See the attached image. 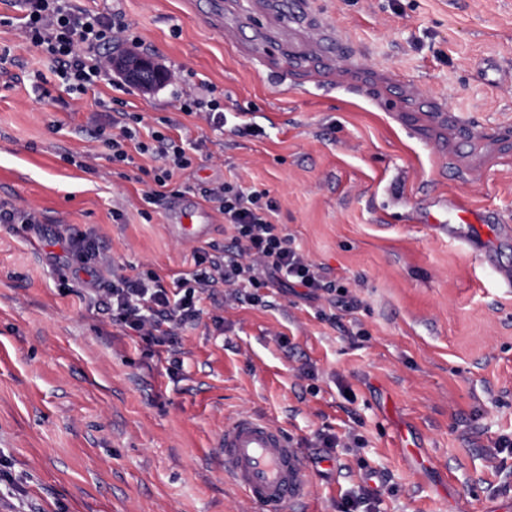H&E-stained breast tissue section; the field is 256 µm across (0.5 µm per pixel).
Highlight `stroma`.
Returning a JSON list of instances; mask_svg holds the SVG:
<instances>
[{"label": "stroma", "instance_id": "obj_1", "mask_svg": "<svg viewBox=\"0 0 512 512\" xmlns=\"http://www.w3.org/2000/svg\"><path fill=\"white\" fill-rule=\"evenodd\" d=\"M79 0L117 13L135 51L184 81L146 90L113 73L74 106L42 96L48 64L0 26L15 60L0 72V201L40 213V231L0 224V453L33 512H261L224 476L218 441L243 412L263 416L302 449L314 478L308 512H340L347 491L374 485L371 512H490L512 497V288L467 247L471 225L444 201L466 197L496 224L485 247L512 269V0H305L314 23L353 49L326 52L308 29L282 31L281 0ZM287 34L297 58L255 60ZM212 87L259 136L180 114L175 99ZM147 127L181 121L207 156L171 187L201 199L226 180L267 192L273 218L329 280L358 300L277 288L259 301L204 295L182 332L183 365L124 336L89 308L68 269L60 225L96 236L116 263L150 265L165 282L191 277L194 252L223 255L222 214L202 241L171 232L166 201L121 177L91 136L107 110ZM488 129L455 142L448 113ZM95 155L93 170L83 169ZM122 220H113V213ZM355 433L359 448L326 450L315 435Z\"/></svg>", "mask_w": 512, "mask_h": 512}]
</instances>
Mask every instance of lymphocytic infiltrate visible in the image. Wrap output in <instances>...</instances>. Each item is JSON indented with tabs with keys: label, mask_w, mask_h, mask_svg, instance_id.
<instances>
[{
	"label": "lymphocytic infiltrate",
	"mask_w": 512,
	"mask_h": 512,
	"mask_svg": "<svg viewBox=\"0 0 512 512\" xmlns=\"http://www.w3.org/2000/svg\"><path fill=\"white\" fill-rule=\"evenodd\" d=\"M24 13L19 35L39 47L51 63L60 87L70 95L84 94L97 82L110 79L112 59L105 46L129 40V29L119 14L106 15L75 4L74 0H18ZM144 118L135 112L114 111L106 122L97 124L94 138L109 151L112 162L137 167L139 174L150 176L152 189L148 203L163 198L173 177L189 169L197 153L203 152L205 140L172 137L150 131L149 141L137 138ZM161 159V166H137L136 156ZM215 203L232 233V244L223 255L214 256L196 250L198 271L192 278L175 281L166 287L159 274L142 266L135 274L111 264L93 235H70L67 252L80 264L91 265L92 286L85 298L90 306H104L111 311L113 323L126 335L139 338L147 346L166 348L171 371H178L179 335L201 314L199 304L209 289L266 288L276 284L284 288H304L307 297L319 293L336 295L337 306L352 310L355 298L346 283L326 280L320 267L293 247L281 234L271 215L277 209L264 193L227 181L203 193Z\"/></svg>",
	"instance_id": "f902f5d3"
}]
</instances>
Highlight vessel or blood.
Wrapping results in <instances>:
<instances>
[{
  "instance_id": "obj_1",
  "label": "vessel or blood",
  "mask_w": 512,
  "mask_h": 512,
  "mask_svg": "<svg viewBox=\"0 0 512 512\" xmlns=\"http://www.w3.org/2000/svg\"><path fill=\"white\" fill-rule=\"evenodd\" d=\"M212 213L198 206L177 213L174 233L193 240L206 238ZM224 474L265 512H284L306 502L311 480L300 450L265 418L243 413L224 428Z\"/></svg>"
}]
</instances>
